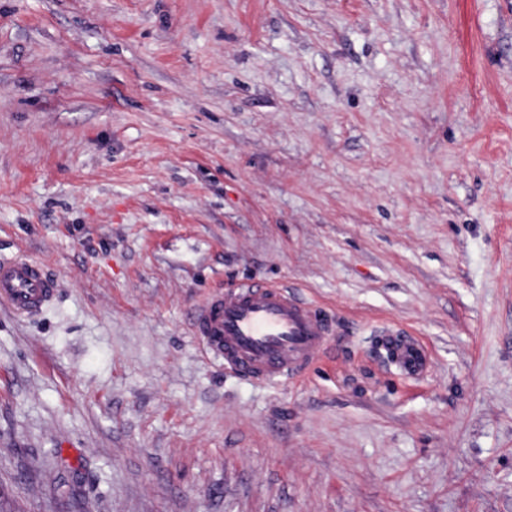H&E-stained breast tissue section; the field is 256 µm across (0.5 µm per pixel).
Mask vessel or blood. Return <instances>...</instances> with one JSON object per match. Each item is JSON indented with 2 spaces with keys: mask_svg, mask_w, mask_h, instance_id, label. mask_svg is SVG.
I'll return each instance as SVG.
<instances>
[{
  "mask_svg": "<svg viewBox=\"0 0 512 512\" xmlns=\"http://www.w3.org/2000/svg\"><path fill=\"white\" fill-rule=\"evenodd\" d=\"M60 286L41 263L0 259V305L20 318L37 314ZM334 335V321L284 286L245 283L208 295L194 317L204 354L224 369L259 382L288 379L312 364ZM380 343L400 376L419 379L431 366L423 344L403 329H384Z\"/></svg>",
  "mask_w": 512,
  "mask_h": 512,
  "instance_id": "vessel-or-blood-1",
  "label": "vessel or blood"
}]
</instances>
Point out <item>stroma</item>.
Listing matches in <instances>:
<instances>
[{
	"label": "stroma",
	"mask_w": 512,
	"mask_h": 512,
	"mask_svg": "<svg viewBox=\"0 0 512 512\" xmlns=\"http://www.w3.org/2000/svg\"><path fill=\"white\" fill-rule=\"evenodd\" d=\"M18 253L61 288L0 306V512H512V0H0ZM242 283L326 354L207 358ZM333 318L285 286L245 283L208 295L194 317L204 354L254 381L286 380L312 364L334 336ZM381 347L400 376L420 379L431 366L430 356L423 344L408 331L386 328L380 335Z\"/></svg>",
	"instance_id": "1"
}]
</instances>
